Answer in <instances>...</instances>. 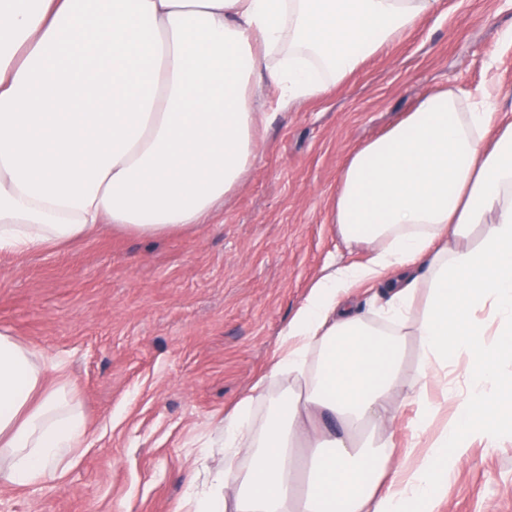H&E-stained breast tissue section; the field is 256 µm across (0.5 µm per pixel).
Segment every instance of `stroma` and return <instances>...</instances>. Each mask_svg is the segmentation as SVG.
Segmentation results:
<instances>
[{
    "mask_svg": "<svg viewBox=\"0 0 512 512\" xmlns=\"http://www.w3.org/2000/svg\"><path fill=\"white\" fill-rule=\"evenodd\" d=\"M512 0H442L321 98L270 114L250 176L215 223L146 239H88L0 254V333L67 362L87 446L37 490L0 486V512H173L191 459L271 364L329 258L367 260L329 217L356 146L434 88L512 110ZM438 512H512V447L473 445Z\"/></svg>",
    "mask_w": 512,
    "mask_h": 512,
    "instance_id": "stroma-1",
    "label": "stroma"
}]
</instances>
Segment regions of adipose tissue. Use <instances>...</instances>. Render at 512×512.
<instances>
[{"instance_id": "adipose-tissue-1", "label": "adipose tissue", "mask_w": 512, "mask_h": 512, "mask_svg": "<svg viewBox=\"0 0 512 512\" xmlns=\"http://www.w3.org/2000/svg\"><path fill=\"white\" fill-rule=\"evenodd\" d=\"M438 3L0 0V253L207 223L254 167L262 84L280 108L318 98ZM495 99L430 91L348 156L331 219L370 257L326 262L174 512H436L472 443L512 444V113ZM361 283L383 285V321L356 309ZM64 366L0 333L1 485L39 488L81 451L73 385L45 386Z\"/></svg>"}]
</instances>
